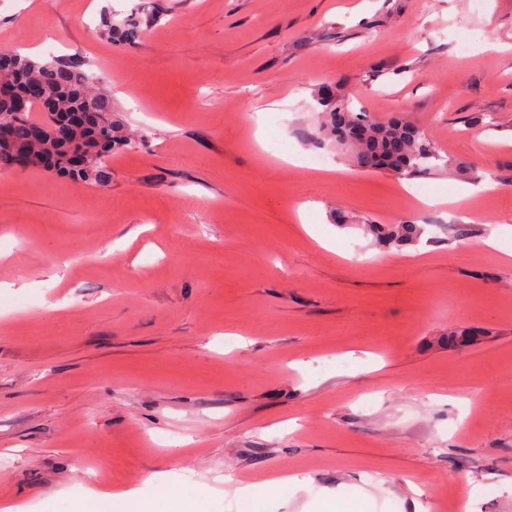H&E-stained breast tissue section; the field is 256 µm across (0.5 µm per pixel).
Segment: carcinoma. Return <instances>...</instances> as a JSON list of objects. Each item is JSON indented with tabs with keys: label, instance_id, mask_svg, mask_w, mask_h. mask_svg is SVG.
<instances>
[{
	"label": "carcinoma",
	"instance_id": "1",
	"mask_svg": "<svg viewBox=\"0 0 512 512\" xmlns=\"http://www.w3.org/2000/svg\"><path fill=\"white\" fill-rule=\"evenodd\" d=\"M158 19L153 13L130 18L119 25L107 26V35L131 46ZM30 82L41 86L39 105L44 117L36 122L30 110L16 112L9 98L0 97V121L8 128V136L0 140V165H12L14 153L24 150L29 167L51 169L82 184L108 186L112 173L106 160L113 150L128 146L112 121V97L93 90L94 77L79 61L39 62L1 48L0 86L21 88ZM317 102L323 107L325 117L322 134L335 141L342 131L352 139L347 147L354 150L358 168L401 171L408 176L431 169L430 162L436 154L416 125L399 117L385 124L372 123L364 114L353 112L348 99L333 93L318 94ZM36 130L45 133L39 147L32 143ZM77 151L90 158L85 170L73 167L72 154ZM367 228L388 249L410 245L421 235V225L413 222L369 224Z\"/></svg>",
	"mask_w": 512,
	"mask_h": 512
}]
</instances>
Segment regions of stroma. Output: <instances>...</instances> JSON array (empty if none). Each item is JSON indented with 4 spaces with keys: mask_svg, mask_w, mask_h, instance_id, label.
<instances>
[{
    "mask_svg": "<svg viewBox=\"0 0 512 512\" xmlns=\"http://www.w3.org/2000/svg\"><path fill=\"white\" fill-rule=\"evenodd\" d=\"M142 8L0 5V47L83 61L130 140L104 189L0 172V502L165 470L196 512H512V0H152L104 36ZM325 86L467 172L357 168ZM159 16L157 14H148L144 18H130L125 20L120 25H107L105 29L107 35L111 39H115L124 45H135L142 37L145 28L148 25L157 23ZM384 248H401L416 242L421 235V225L413 222L400 224H365Z\"/></svg>",
    "mask_w": 512,
    "mask_h": 512,
    "instance_id": "obj_1",
    "label": "stroma"
}]
</instances>
